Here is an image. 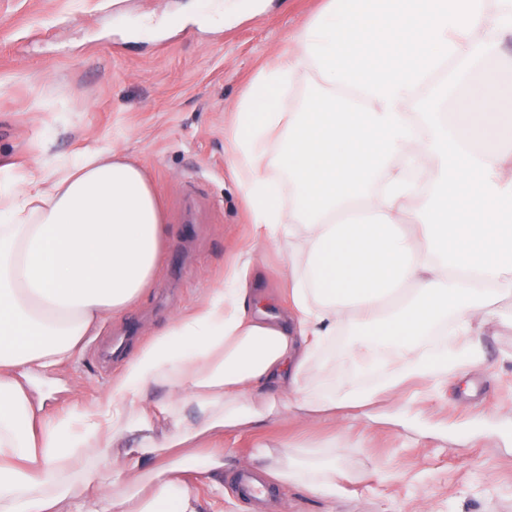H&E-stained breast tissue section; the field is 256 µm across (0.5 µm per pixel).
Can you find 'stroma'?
<instances>
[{
    "mask_svg": "<svg viewBox=\"0 0 512 512\" xmlns=\"http://www.w3.org/2000/svg\"><path fill=\"white\" fill-rule=\"evenodd\" d=\"M218 0H0V188L58 159L113 149L146 172L163 201L167 246L153 283L119 318L102 321L71 362L32 373L47 412L102 405L125 361L170 318L217 287L251 241L231 168L228 126L260 68L287 54L321 0H260L228 26L202 23ZM256 281L281 307L287 250L258 248ZM473 394L436 377L409 381L350 429L336 415L271 418L225 433L226 512H254L236 492L256 446L299 454L340 444L336 488L269 484L270 512H512V295L484 326ZM339 334L308 384L362 385Z\"/></svg>",
    "mask_w": 512,
    "mask_h": 512,
    "instance_id": "1",
    "label": "stroma"
}]
</instances>
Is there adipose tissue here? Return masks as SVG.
<instances>
[{"label": "adipose tissue", "instance_id": "adipose-tissue-1", "mask_svg": "<svg viewBox=\"0 0 512 512\" xmlns=\"http://www.w3.org/2000/svg\"><path fill=\"white\" fill-rule=\"evenodd\" d=\"M509 38L512 0H325L295 49L260 70L229 130L251 245L140 348L95 413L47 415L23 378L62 369L151 286L162 205L112 152L1 191L0 512H203L182 475L223 468L225 431L368 408L405 380L455 384L481 362L478 330L512 294ZM300 73L316 91L284 111L279 94ZM272 135L286 142L287 208L268 174ZM283 243L288 305L272 312L251 272L258 246ZM344 328L358 331L345 354L359 372L390 370L339 396L309 387ZM256 458L266 480L333 485L335 457L263 447Z\"/></svg>", "mask_w": 512, "mask_h": 512}]
</instances>
